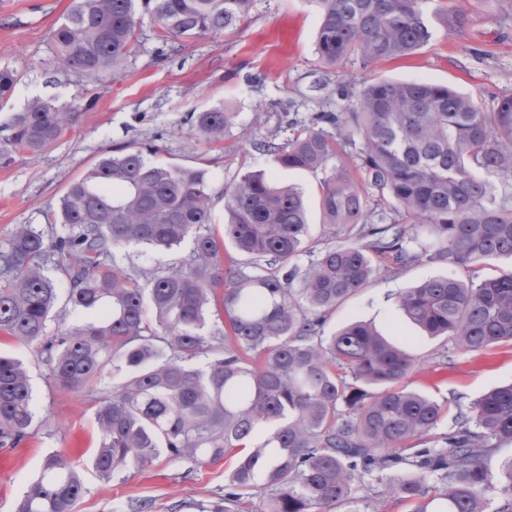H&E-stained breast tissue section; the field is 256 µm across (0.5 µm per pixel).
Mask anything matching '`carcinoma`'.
<instances>
[{
  "mask_svg": "<svg viewBox=\"0 0 512 512\" xmlns=\"http://www.w3.org/2000/svg\"><path fill=\"white\" fill-rule=\"evenodd\" d=\"M136 2L71 0L52 33L59 64L93 83L116 76L137 44ZM146 2L163 42L234 32L253 5ZM312 2L326 67L408 56L433 36L423 0ZM469 3L442 9L446 34L467 26ZM18 81L0 68V111ZM338 92L347 101L340 109L312 113L283 142L274 131L256 142L275 170L323 173L322 220L343 242L304 267L295 263L308 233L298 188L264 171L241 174L225 191L220 237L205 170L148 161L149 145L99 158L52 213L61 229L22 224L0 251V333L39 344L59 387L97 400L92 465L102 480L121 483L162 455L214 462L235 450L223 491L198 512H240L255 490L260 512H332L360 501L380 512L387 496L411 512H486L491 496L512 499V458L502 462L504 480L487 466L512 444V383L455 403L451 426L438 433L444 406L402 385L415 366L406 350L363 321L324 335L328 314L378 268L438 262L471 275L400 293L404 316L463 352L512 344V266H499L512 260V200L498 193L512 187V95L485 106L450 86L392 80ZM76 112L32 99L13 113L0 160L46 148ZM233 119L222 108L192 112L185 137L221 138ZM187 239V260L145 268L133 259L137 247L169 251ZM49 264L80 316L53 336ZM214 308L230 331L207 329ZM33 421L27 369L1 355L0 447L17 446ZM83 492L77 467L50 453L17 512H75Z\"/></svg>",
  "mask_w": 512,
  "mask_h": 512,
  "instance_id": "cac0c4a2",
  "label": "carcinoma"
}]
</instances>
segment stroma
Segmentation results:
<instances>
[{"label": "stroma", "mask_w": 512, "mask_h": 512, "mask_svg": "<svg viewBox=\"0 0 512 512\" xmlns=\"http://www.w3.org/2000/svg\"><path fill=\"white\" fill-rule=\"evenodd\" d=\"M448 0H424L422 9L433 37L412 55L362 64L352 59L324 67L315 51L319 13L313 0H254L247 24L232 35L161 43L158 28L143 18L137 46L121 72L98 83L61 70L52 32L71 0H0V67L17 70L20 80L11 112H0V139L12 111L35 97L79 107L71 129L36 153L14 155L0 163V249L22 224L48 230L47 217L68 185L103 155L129 144L156 148L158 161L206 171L212 196V228L224 225V191L237 175L271 167L268 155L242 140L275 128L288 138L293 128L317 111L319 102H335L337 83L377 79L430 80L455 86L482 102L512 94V0H476L465 30L448 37L440 7ZM215 107L234 112L223 137L188 146L190 113ZM282 180L301 188L309 204L306 265L310 251L331 238L319 210L321 174L281 171ZM456 267L421 264L393 274L377 270L369 284L329 314L325 330L347 322L372 323L388 339L409 344L417 364L406 378L409 389L447 404H470L493 386L512 382V346L463 354L453 340L422 337L404 321L396 296L416 283L455 276ZM0 355L27 367L35 418L28 438L16 448H0V512H16L30 490L45 455L58 452L83 472L85 492L75 512H128L127 503L145 498L152 512H192L191 502L205 500L224 486L233 458L216 463L158 458L128 470L123 483L101 480L92 467L99 446L97 405L90 397L56 386L37 344L0 336Z\"/></svg>", "instance_id": "stroma-1"}]
</instances>
